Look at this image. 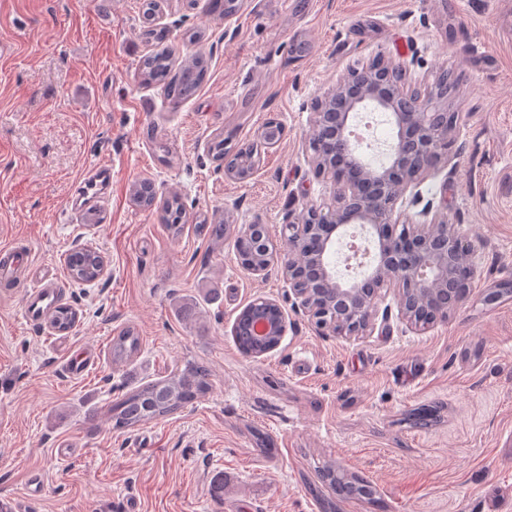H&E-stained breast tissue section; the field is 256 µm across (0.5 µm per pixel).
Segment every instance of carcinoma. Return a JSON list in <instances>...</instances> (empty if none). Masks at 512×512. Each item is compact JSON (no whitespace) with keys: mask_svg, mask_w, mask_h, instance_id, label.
Masks as SVG:
<instances>
[{"mask_svg":"<svg viewBox=\"0 0 512 512\" xmlns=\"http://www.w3.org/2000/svg\"><path fill=\"white\" fill-rule=\"evenodd\" d=\"M208 69L207 56L198 51L179 67H173L170 52L155 51L140 61V75L148 82L160 83L169 102L179 104L193 97L200 89ZM441 93L453 98L459 91V75L453 69H443L435 79ZM156 194L144 184L135 186L134 201L145 208L155 203ZM162 220L169 229L178 232L186 222V212L178 196L173 195L161 206ZM102 256L92 249L74 251L67 257V268L72 278L91 282L100 275ZM72 311L59 307L49 317L50 325L61 330L71 327ZM139 346V338L127 330L112 340V357L127 359ZM210 386V370L199 364L188 365L173 376L132 392L111 409L110 419L117 429H132L152 419L171 414L183 405L204 395Z\"/></svg>","mask_w":512,"mask_h":512,"instance_id":"1","label":"carcinoma"}]
</instances>
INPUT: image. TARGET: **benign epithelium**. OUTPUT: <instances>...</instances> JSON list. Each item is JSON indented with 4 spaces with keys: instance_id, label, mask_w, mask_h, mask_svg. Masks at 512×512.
Here are the masks:
<instances>
[{
    "instance_id": "7a95c632",
    "label": "benign epithelium",
    "mask_w": 512,
    "mask_h": 512,
    "mask_svg": "<svg viewBox=\"0 0 512 512\" xmlns=\"http://www.w3.org/2000/svg\"><path fill=\"white\" fill-rule=\"evenodd\" d=\"M348 73L314 104L312 128L329 129L331 147L324 151L308 142L319 173L332 184V197L304 206L297 221L284 225L280 263L299 305L319 328L337 336L365 333L387 286L398 291L401 315L425 328L447 318L461 304L448 299V283L463 268L474 276L473 244L463 240L441 214L426 224L401 223L398 205L430 171L424 158L451 160L448 150L455 124L448 123L447 98L431 91L422 95L428 103L425 111H410L418 89L409 85L406 76L394 77L389 66H381L378 74L368 78L358 67ZM364 106L385 113L396 129L389 164L382 170L370 167L345 134ZM352 224L368 232L371 260L358 276L343 280L328 255ZM243 235L250 239L251 250L235 257L237 264L253 275L264 274L271 266L267 225L249 224ZM287 327L288 316L281 305L258 298L237 314L232 335L252 337L256 350L251 356L260 357L279 347Z\"/></svg>"
}]
</instances>
